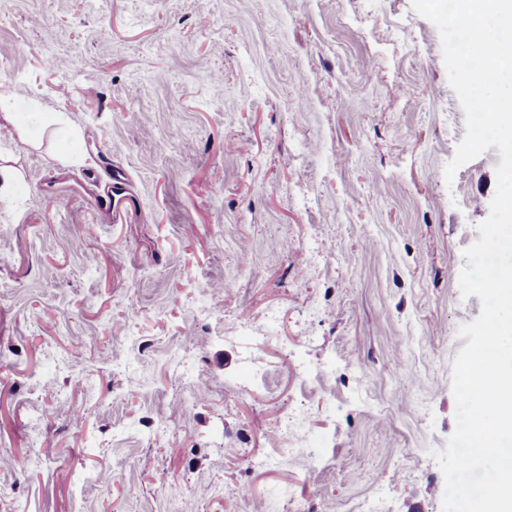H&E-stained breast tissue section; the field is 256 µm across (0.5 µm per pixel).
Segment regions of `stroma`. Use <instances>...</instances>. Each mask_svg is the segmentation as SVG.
Segmentation results:
<instances>
[{
    "label": "stroma",
    "instance_id": "35a3bbf8",
    "mask_svg": "<svg viewBox=\"0 0 512 512\" xmlns=\"http://www.w3.org/2000/svg\"><path fill=\"white\" fill-rule=\"evenodd\" d=\"M464 134L412 0H0V512H442ZM107 161L123 223L39 189Z\"/></svg>",
    "mask_w": 512,
    "mask_h": 512
}]
</instances>
